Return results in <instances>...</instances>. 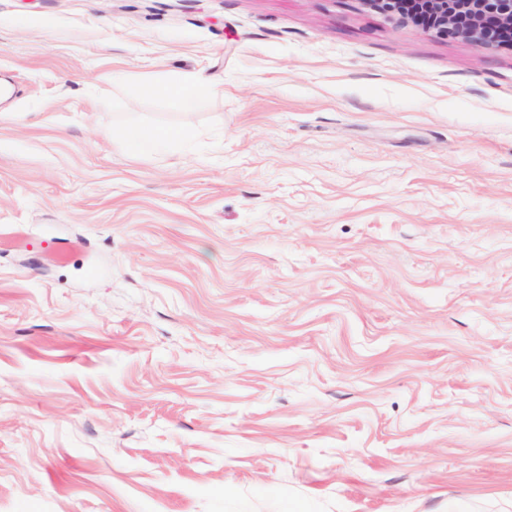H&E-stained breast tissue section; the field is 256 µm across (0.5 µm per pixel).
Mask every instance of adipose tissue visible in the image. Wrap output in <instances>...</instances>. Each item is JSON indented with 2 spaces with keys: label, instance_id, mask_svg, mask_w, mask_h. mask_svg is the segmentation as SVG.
<instances>
[{
  "label": "adipose tissue",
  "instance_id": "ef3b65f1",
  "mask_svg": "<svg viewBox=\"0 0 512 512\" xmlns=\"http://www.w3.org/2000/svg\"><path fill=\"white\" fill-rule=\"evenodd\" d=\"M133 81L153 94L173 100L187 113L195 109L203 91L208 87L206 78L196 72L183 73L173 78L138 74ZM117 137L130 153L149 157L188 148L197 139L198 133L188 124L159 127L131 122L119 130Z\"/></svg>",
  "mask_w": 512,
  "mask_h": 512
}]
</instances>
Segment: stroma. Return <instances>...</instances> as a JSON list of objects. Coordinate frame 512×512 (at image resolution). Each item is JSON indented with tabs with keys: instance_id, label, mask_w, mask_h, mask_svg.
Listing matches in <instances>:
<instances>
[{
	"instance_id": "obj_1",
	"label": "stroma",
	"mask_w": 512,
	"mask_h": 512,
	"mask_svg": "<svg viewBox=\"0 0 512 512\" xmlns=\"http://www.w3.org/2000/svg\"><path fill=\"white\" fill-rule=\"evenodd\" d=\"M127 72L208 77L198 155ZM0 81V512H512V49L0 0ZM118 143L137 156H154L175 149H187L197 138L190 124L159 127L149 123L130 122L117 134Z\"/></svg>"
}]
</instances>
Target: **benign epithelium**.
Segmentation results:
<instances>
[{"instance_id": "7a95c632", "label": "benign epithelium", "mask_w": 512, "mask_h": 512, "mask_svg": "<svg viewBox=\"0 0 512 512\" xmlns=\"http://www.w3.org/2000/svg\"><path fill=\"white\" fill-rule=\"evenodd\" d=\"M384 6L387 13L397 14L414 23V0H368ZM435 17L434 30L445 36L462 37L479 48L492 47L493 41L484 29L486 19L500 27L512 28V0H422Z\"/></svg>"}]
</instances>
